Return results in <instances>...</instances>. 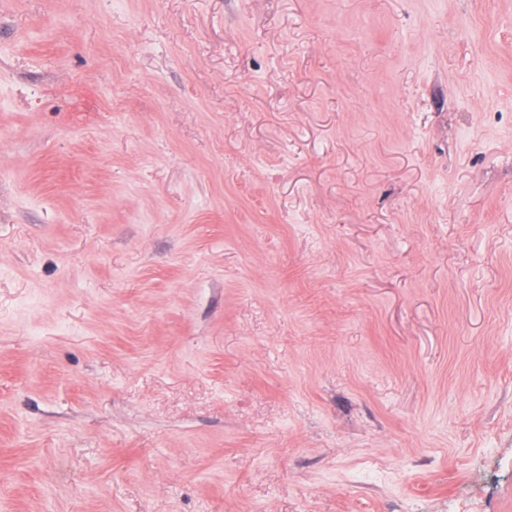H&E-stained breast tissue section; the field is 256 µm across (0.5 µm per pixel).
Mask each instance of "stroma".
<instances>
[{"label": "stroma", "instance_id": "obj_1", "mask_svg": "<svg viewBox=\"0 0 512 512\" xmlns=\"http://www.w3.org/2000/svg\"><path fill=\"white\" fill-rule=\"evenodd\" d=\"M0 512H512V0H0Z\"/></svg>", "mask_w": 512, "mask_h": 512}]
</instances>
